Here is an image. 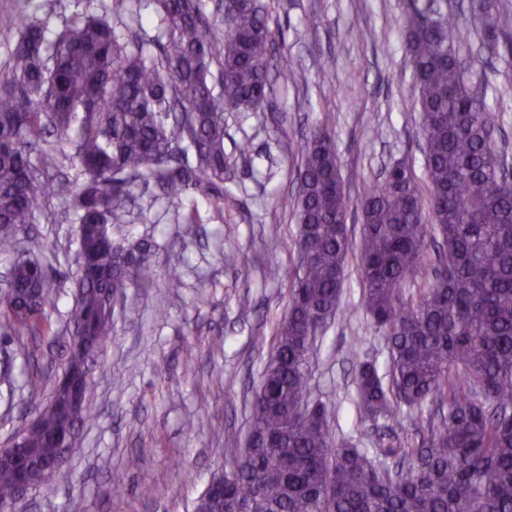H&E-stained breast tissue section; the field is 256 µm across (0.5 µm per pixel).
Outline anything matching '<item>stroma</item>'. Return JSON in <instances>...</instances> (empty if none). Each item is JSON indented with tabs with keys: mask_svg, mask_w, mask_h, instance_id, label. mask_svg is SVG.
Returning <instances> with one entry per match:
<instances>
[{
	"mask_svg": "<svg viewBox=\"0 0 512 512\" xmlns=\"http://www.w3.org/2000/svg\"><path fill=\"white\" fill-rule=\"evenodd\" d=\"M277 38L271 73L292 71L277 83L263 109L224 115V153L232 166L224 200L195 197L197 223L178 212L156 186L127 201L123 232L155 243L156 285L128 289L112 309V338L101 357L91 395L93 419L81 429L53 496L34 492L18 512H193L194 504L230 450L243 447L250 401L272 355L270 338L284 317L297 262L296 220L279 208L295 196L298 148L308 131L326 128L336 143L350 200L380 178L389 161L405 159L424 173L423 138L412 67L402 38V0H260ZM77 9L75 0H0V12L55 26ZM459 59L487 91L495 138L512 162V54L489 53L479 36ZM336 85L323 91L325 79ZM248 153H241V146ZM51 222L30 235L60 273L74 271L75 226L57 199ZM233 253L236 264L224 261ZM280 269L278 279L266 267ZM73 290L57 291L49 319L60 343L46 347L29 336L0 338V444L24 422L29 401L47 402L67 341ZM311 387L336 413V436L373 447L383 424L357 421L354 352L386 362L381 336L363 315L331 322L316 342ZM138 454L152 478L142 490L136 475L114 492L110 476Z\"/></svg>",
	"mask_w": 512,
	"mask_h": 512,
	"instance_id": "1",
	"label": "stroma"
}]
</instances>
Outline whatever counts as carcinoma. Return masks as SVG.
Returning <instances> with one entry per match:
<instances>
[{
    "mask_svg": "<svg viewBox=\"0 0 512 512\" xmlns=\"http://www.w3.org/2000/svg\"><path fill=\"white\" fill-rule=\"evenodd\" d=\"M150 2L157 56L119 41L111 15L125 0L77 12L61 29L0 13V30L17 34L0 70V254L25 246L47 199L69 203L76 255L90 257L97 275L73 273L70 327L94 350L63 369L90 385L112 336L109 299L157 276L152 244L113 237L125 200L150 184L178 206L190 193L224 200V113L261 109L273 91L276 33L257 0H224V23L206 20L199 0ZM471 8L469 24L432 0L403 5L431 223L414 168L395 160L356 201L363 228L354 246L335 140L321 127L306 135L302 190L279 204L295 211L297 255L308 261L249 407L246 449L224 461V495L200 499L195 512H512V185L486 95L457 56L475 23L497 50L508 19L490 0ZM65 161L79 164L80 186L45 176ZM431 236L441 239L432 259ZM353 253L362 297L345 315L364 311L389 353L384 370L355 354L357 416L390 431L372 448L334 443L328 407L310 385L313 345L338 312ZM428 264L431 282L410 294ZM12 270L0 335L43 338L54 269L25 258ZM35 413L25 450L46 462L59 454L64 425L92 419L89 406L73 412L58 391ZM399 430L418 440H400ZM17 499L14 470L0 468V506Z\"/></svg>",
    "mask_w": 512,
    "mask_h": 512,
    "instance_id": "1",
    "label": "carcinoma"
}]
</instances>
